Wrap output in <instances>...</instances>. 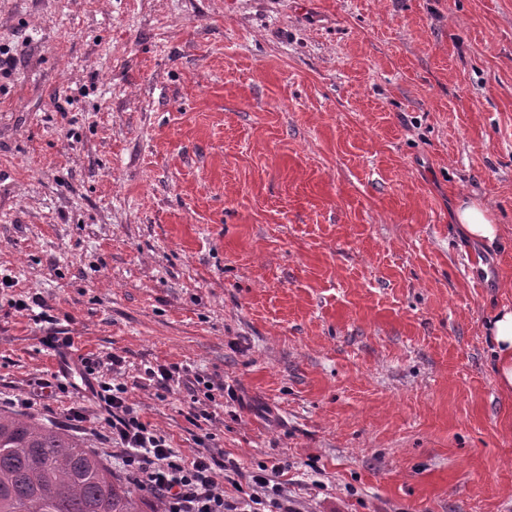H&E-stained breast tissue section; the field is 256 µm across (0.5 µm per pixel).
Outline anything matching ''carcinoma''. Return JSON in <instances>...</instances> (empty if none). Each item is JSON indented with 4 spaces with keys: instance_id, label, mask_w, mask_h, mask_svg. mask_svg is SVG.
<instances>
[{
    "instance_id": "obj_1",
    "label": "carcinoma",
    "mask_w": 512,
    "mask_h": 512,
    "mask_svg": "<svg viewBox=\"0 0 512 512\" xmlns=\"http://www.w3.org/2000/svg\"><path fill=\"white\" fill-rule=\"evenodd\" d=\"M138 500L79 438L0 407V512H139Z\"/></svg>"
}]
</instances>
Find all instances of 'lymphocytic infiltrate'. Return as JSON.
I'll list each match as a JSON object with an SVG mask.
<instances>
[{
    "label": "lymphocytic infiltrate",
    "instance_id": "1",
    "mask_svg": "<svg viewBox=\"0 0 512 512\" xmlns=\"http://www.w3.org/2000/svg\"><path fill=\"white\" fill-rule=\"evenodd\" d=\"M123 386L101 383L96 396L109 415L111 440L122 453L127 477L165 502V512H247L245 503L224 498L213 476V457L185 459L164 435L127 404Z\"/></svg>",
    "mask_w": 512,
    "mask_h": 512
}]
</instances>
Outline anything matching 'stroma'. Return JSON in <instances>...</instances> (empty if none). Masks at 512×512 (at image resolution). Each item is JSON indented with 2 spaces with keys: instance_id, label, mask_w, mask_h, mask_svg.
<instances>
[{
  "instance_id": "35a3bbf8",
  "label": "stroma",
  "mask_w": 512,
  "mask_h": 512,
  "mask_svg": "<svg viewBox=\"0 0 512 512\" xmlns=\"http://www.w3.org/2000/svg\"><path fill=\"white\" fill-rule=\"evenodd\" d=\"M0 48L25 417L122 472L91 388L56 387L88 357L175 451L239 464L228 501L283 462L290 512H512L485 328L512 306V0H0ZM159 364L201 382L149 387ZM455 220L473 240L492 243L498 238L499 226L489 210L476 200H463L455 209Z\"/></svg>"
}]
</instances>
